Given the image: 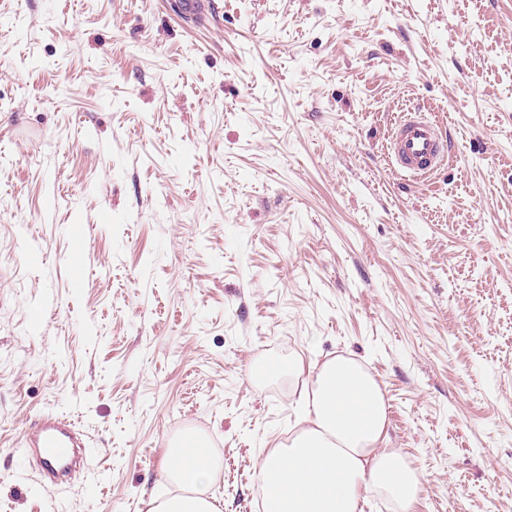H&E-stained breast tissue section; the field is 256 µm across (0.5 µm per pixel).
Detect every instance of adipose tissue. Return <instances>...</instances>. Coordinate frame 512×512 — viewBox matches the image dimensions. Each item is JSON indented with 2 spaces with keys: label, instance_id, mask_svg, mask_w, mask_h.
Listing matches in <instances>:
<instances>
[{
  "label": "adipose tissue",
  "instance_id": "1",
  "mask_svg": "<svg viewBox=\"0 0 512 512\" xmlns=\"http://www.w3.org/2000/svg\"><path fill=\"white\" fill-rule=\"evenodd\" d=\"M311 373L298 430L288 447L273 450L258 467L266 512H361L369 493L386 497L395 512H411L422 480L407 457L387 445L380 384L363 361L343 354L313 364ZM169 473L190 493L153 512H216L206 495L210 467L175 458Z\"/></svg>",
  "mask_w": 512,
  "mask_h": 512
}]
</instances>
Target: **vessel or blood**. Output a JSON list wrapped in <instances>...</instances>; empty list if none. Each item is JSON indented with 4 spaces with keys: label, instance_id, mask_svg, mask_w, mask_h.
Here are the masks:
<instances>
[{
    "label": "vessel or blood",
    "instance_id": "vessel-or-blood-1",
    "mask_svg": "<svg viewBox=\"0 0 512 512\" xmlns=\"http://www.w3.org/2000/svg\"><path fill=\"white\" fill-rule=\"evenodd\" d=\"M450 155L447 135L425 112L407 113L392 131L391 161L404 177L431 176L447 165ZM19 447L47 485L69 482L88 465L89 448L76 424L58 416L47 415L29 424Z\"/></svg>",
    "mask_w": 512,
    "mask_h": 512
}]
</instances>
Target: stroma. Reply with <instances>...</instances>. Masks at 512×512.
Returning <instances> with one entry per match:
<instances>
[{
	"label": "stroma",
	"instance_id": "obj_1",
	"mask_svg": "<svg viewBox=\"0 0 512 512\" xmlns=\"http://www.w3.org/2000/svg\"><path fill=\"white\" fill-rule=\"evenodd\" d=\"M0 0V512H261L296 361L364 359L412 512H512V0ZM423 109L450 164L409 182ZM73 418L44 486L25 426ZM451 155L446 134L425 112H409L390 137V157L403 177L422 178L445 167ZM19 447L47 485L69 482L88 465L89 448L76 424L58 416H43L29 424ZM178 449V448H177ZM177 449H170L169 474L174 480L188 487L191 495L156 505L153 512H216L218 509L206 497V488L212 479L209 466L197 467L190 459H177Z\"/></svg>",
	"mask_w": 512,
	"mask_h": 512
}]
</instances>
